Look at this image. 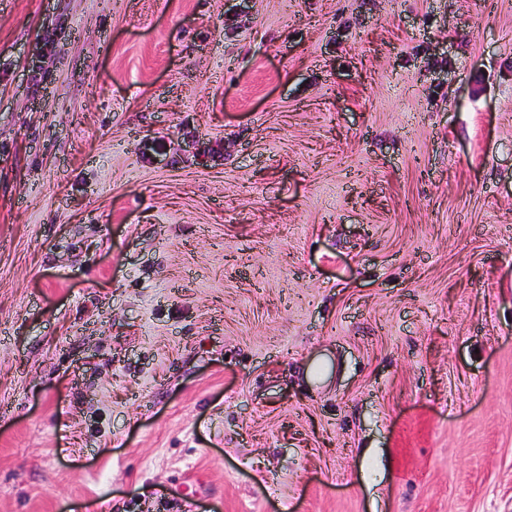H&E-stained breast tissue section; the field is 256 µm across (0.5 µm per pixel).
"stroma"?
<instances>
[{
  "mask_svg": "<svg viewBox=\"0 0 512 512\" xmlns=\"http://www.w3.org/2000/svg\"><path fill=\"white\" fill-rule=\"evenodd\" d=\"M0 512H512V0H0Z\"/></svg>",
  "mask_w": 512,
  "mask_h": 512,
  "instance_id": "obj_1",
  "label": "stroma"
}]
</instances>
